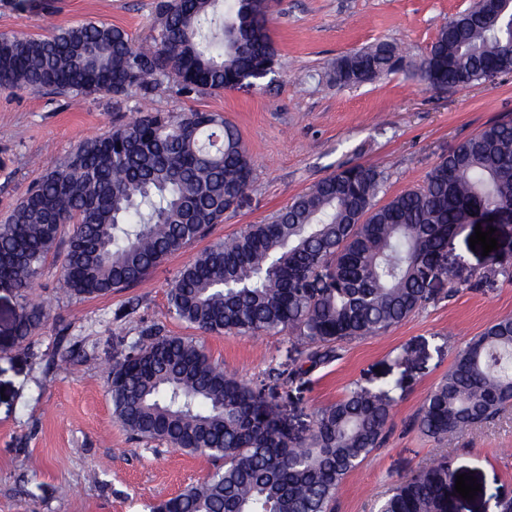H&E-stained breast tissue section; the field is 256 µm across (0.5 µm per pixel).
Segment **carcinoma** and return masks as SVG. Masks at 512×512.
Returning <instances> with one entry per match:
<instances>
[{
  "label": "carcinoma",
  "mask_w": 512,
  "mask_h": 512,
  "mask_svg": "<svg viewBox=\"0 0 512 512\" xmlns=\"http://www.w3.org/2000/svg\"><path fill=\"white\" fill-rule=\"evenodd\" d=\"M149 41L88 22L40 38L0 34V86L73 100L110 95L119 108L153 99L164 82L190 97L257 83L278 64L270 0H158ZM512 4L473 0L445 23L412 65L427 88H465L512 73ZM404 57L378 42L333 65L339 85L388 78ZM252 156L238 128L214 112H147L79 143L0 223V284L25 291L64 248L63 287L93 298L132 288L169 256L204 237L250 187ZM384 173L341 166L272 221L250 224L187 264L168 292L169 312L209 334L288 331L306 345L292 383L339 357L344 342L384 333L429 299L430 279L449 292L512 272L490 264L478 277L442 265L448 236L480 209L512 207V121L457 145L423 185L379 205ZM71 232L62 240L65 227ZM44 312L24 302V342ZM113 414L137 440L159 441L216 462L209 477L152 512H333L345 476L384 442L393 404L356 386L321 408L305 437L284 430L262 388L227 373L190 336L142 327L107 360ZM512 404V316L496 318L460 348L427 395L418 429L441 442L494 419ZM446 461L390 490L379 512H450Z\"/></svg>",
  "instance_id": "cac0c4a2"
}]
</instances>
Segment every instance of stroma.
Masks as SVG:
<instances>
[{"mask_svg":"<svg viewBox=\"0 0 512 512\" xmlns=\"http://www.w3.org/2000/svg\"><path fill=\"white\" fill-rule=\"evenodd\" d=\"M156 0H51L15 12L0 7V34L39 37L56 28L103 22L144 42ZM471 0H271L270 35L279 54L273 73L254 88L186 98L164 84L148 108L216 112L234 123L256 162L237 206L207 238L170 256L136 286L79 298L63 288L61 261L49 256L41 276L20 296L0 288V512H150L152 504L195 485L214 465L157 441L136 440L114 418L103 362L124 350L143 326L198 335L225 371L264 389L279 405L291 435L305 436L318 408L354 384L376 394L399 381L387 437L351 471L336 493V512H378L399 478L448 458L455 474L476 478L474 499L454 495L456 512H497L512 497V407L495 419L436 442L415 419L457 350L493 317L512 316V280L448 295L435 283L425 306L388 332L344 344L340 357L291 383L270 369L301 363L305 347L287 333L257 337L196 334L168 312L167 293L185 265L209 244L247 225L267 222L295 197L346 164L385 171L379 202L422 185L443 155L487 125L512 120V73L467 88L432 91L408 70L358 86L327 81L337 57L377 41L396 43L418 60L441 26ZM107 96L71 100L24 87L0 88V221L28 188L80 142L127 121ZM474 225L448 242V259L465 274L489 265L512 270V224L496 227L491 255L471 249ZM43 305L47 319L27 342L14 339L23 299ZM75 344L58 360V334Z\"/></svg>","mask_w":512,"mask_h":512,"instance_id":"stroma-1","label":"stroma"}]
</instances>
